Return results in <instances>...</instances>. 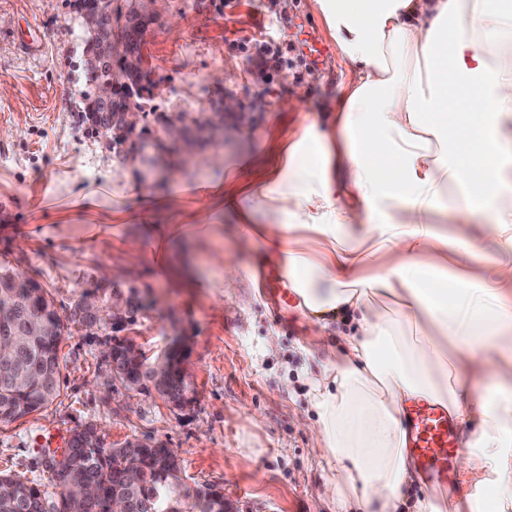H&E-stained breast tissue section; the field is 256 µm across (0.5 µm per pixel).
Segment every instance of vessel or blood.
Returning <instances> with one entry per match:
<instances>
[{
	"instance_id": "1",
	"label": "vessel or blood",
	"mask_w": 512,
	"mask_h": 512,
	"mask_svg": "<svg viewBox=\"0 0 512 512\" xmlns=\"http://www.w3.org/2000/svg\"><path fill=\"white\" fill-rule=\"evenodd\" d=\"M409 448L431 484L447 482L459 451L456 427L446 411L426 401L409 405L404 413Z\"/></svg>"
}]
</instances>
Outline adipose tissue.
Wrapping results in <instances>:
<instances>
[{
	"mask_svg": "<svg viewBox=\"0 0 512 512\" xmlns=\"http://www.w3.org/2000/svg\"><path fill=\"white\" fill-rule=\"evenodd\" d=\"M352 75L311 180L291 144L257 196L259 230L317 322L358 327L309 381L305 424L325 451L330 496L399 512L419 475L402 425L423 399L464 428L470 493L415 512H512V8L501 0H318ZM487 230L499 256L474 274ZM321 246L312 254L309 244ZM471 232L479 238V243L486 248L485 251H481L475 255L471 260L466 256H460L457 258L460 265L470 272L479 273L483 270V265H490L497 259V255L493 252L492 246L488 241L483 239L480 228H475Z\"/></svg>",
	"mask_w": 512,
	"mask_h": 512,
	"instance_id": "adipose-tissue-1",
	"label": "adipose tissue"
}]
</instances>
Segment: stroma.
<instances>
[{"instance_id": "stroma-1", "label": "stroma", "mask_w": 512, "mask_h": 512, "mask_svg": "<svg viewBox=\"0 0 512 512\" xmlns=\"http://www.w3.org/2000/svg\"><path fill=\"white\" fill-rule=\"evenodd\" d=\"M334 39L315 0H166L147 36L160 112H197L236 95L248 133L227 115L220 160L163 186L141 182L139 163L119 164L81 119L88 89L83 33L73 0H0V266L48 288L64 330L61 390L46 409L0 423V472L55 493L39 440L96 426L106 443L140 439L174 449L187 488L218 485L238 512H341L323 493L325 453L301 419L307 376L353 330L338 315L312 322L278 305L263 246L242 251L243 224L224 207L249 206L269 187L288 143L315 162L336 131L350 76L338 53L311 61L303 34ZM238 269L233 287L224 269ZM159 299L137 314L131 337L146 354L186 340L187 400L129 393L112 381L108 331L86 330L82 295L103 297L104 274Z\"/></svg>"}]
</instances>
